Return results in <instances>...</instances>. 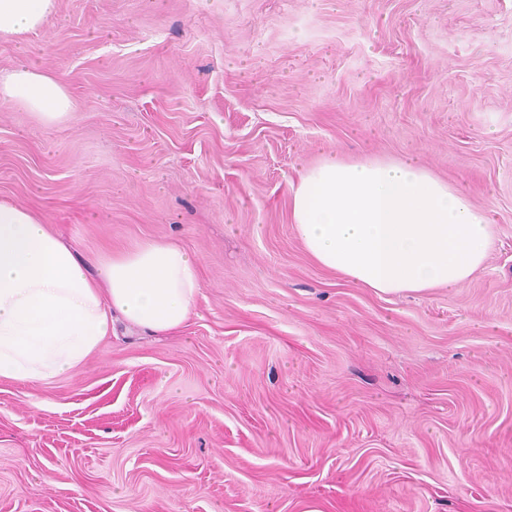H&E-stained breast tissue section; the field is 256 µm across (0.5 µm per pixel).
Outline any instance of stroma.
Listing matches in <instances>:
<instances>
[{"mask_svg": "<svg viewBox=\"0 0 512 512\" xmlns=\"http://www.w3.org/2000/svg\"><path fill=\"white\" fill-rule=\"evenodd\" d=\"M35 60L76 111L0 104V198L82 254L198 261L187 325L114 324L0 380V512H512V0H59ZM329 152L418 157L489 210L462 286L383 295L304 252Z\"/></svg>", "mask_w": 512, "mask_h": 512, "instance_id": "obj_1", "label": "stroma"}]
</instances>
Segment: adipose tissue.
<instances>
[{
	"label": "adipose tissue",
	"instance_id": "1",
	"mask_svg": "<svg viewBox=\"0 0 512 512\" xmlns=\"http://www.w3.org/2000/svg\"><path fill=\"white\" fill-rule=\"evenodd\" d=\"M58 15V0H0V40L24 41ZM0 102L41 125L67 122V86L40 66L0 74ZM291 222L321 268L379 294L456 288L484 266L494 240L488 210L419 160L329 153L302 168ZM196 259L143 240L79 255L32 210L0 201V380L38 383L75 372L122 319L166 334L194 313Z\"/></svg>",
	"mask_w": 512,
	"mask_h": 512
}]
</instances>
